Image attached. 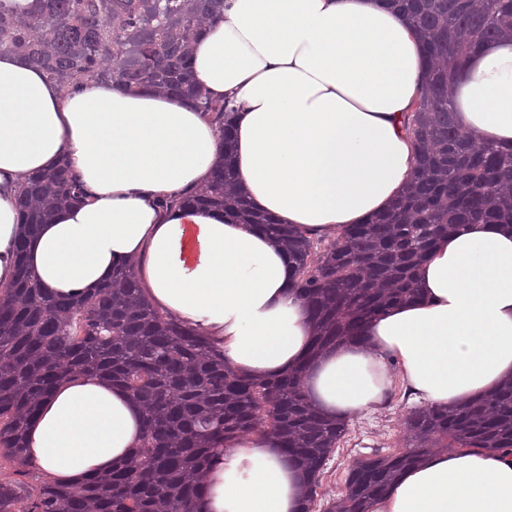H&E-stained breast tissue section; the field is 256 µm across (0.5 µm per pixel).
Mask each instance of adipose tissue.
I'll return each mask as SVG.
<instances>
[{
	"mask_svg": "<svg viewBox=\"0 0 512 512\" xmlns=\"http://www.w3.org/2000/svg\"><path fill=\"white\" fill-rule=\"evenodd\" d=\"M193 50L196 80L232 111L237 181L278 223L333 239L408 184L424 57L399 15L373 0H225ZM451 100L478 141L512 143V39L470 53ZM220 148L194 101L94 79L64 88L0 55V287L15 276L26 178L65 157L87 196L41 225L27 252L53 294L93 293L114 265L133 263L152 304L200 329L230 368L256 379L302 368L307 399L332 419L369 414L396 393L455 407L512 378V224L440 239L418 272L421 299L371 319L363 341L315 355L292 262L269 235L159 205L204 187ZM142 433L124 387L75 374L41 401L27 453L76 485L125 462ZM305 481L277 439L244 433L216 450L196 512H303ZM372 512H512V450L427 454Z\"/></svg>",
	"mask_w": 512,
	"mask_h": 512,
	"instance_id": "adipose-tissue-1",
	"label": "adipose tissue"
}]
</instances>
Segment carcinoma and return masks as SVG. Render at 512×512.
Returning <instances> with one entry per match:
<instances>
[{"label":"carcinoma","instance_id":"obj_1","mask_svg":"<svg viewBox=\"0 0 512 512\" xmlns=\"http://www.w3.org/2000/svg\"><path fill=\"white\" fill-rule=\"evenodd\" d=\"M420 35L430 67L410 119L417 145L407 191L384 213L352 224L323 247L256 210L237 185L224 104L190 76L192 37L224 14V0H34L19 14L0 0V55L39 66L64 87L85 78L190 97L222 124L224 163L180 203L254 224L288 250L293 287L316 327L312 354L359 337L365 323L415 298L434 241L466 224H512V147L480 146L448 99L463 59L485 41L512 38V0H389ZM87 196L67 160L32 176L18 198L25 235L18 273L0 291V512H195L200 479L218 445L263 429L308 472L312 512L324 466L348 424L322 417L301 388L302 370L247 379L205 340L142 299L132 265H118L95 293L49 294L28 270L27 237L66 203ZM100 374L131 392L144 436L131 458L77 487L29 483L26 430L39 403L70 373ZM406 448L374 450L348 468L328 512H369L402 471L427 453L512 448V380L486 398L446 411L414 408Z\"/></svg>","mask_w":512,"mask_h":512}]
</instances>
